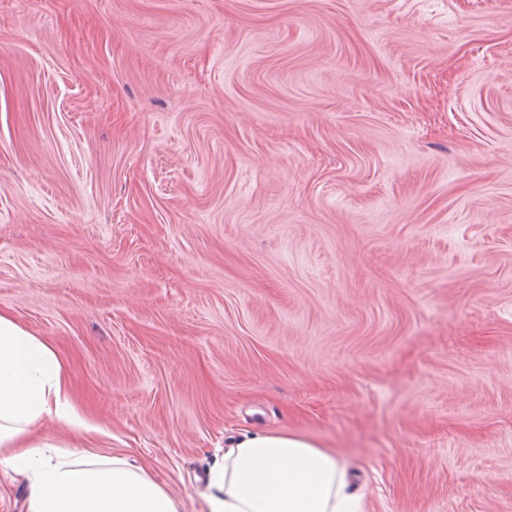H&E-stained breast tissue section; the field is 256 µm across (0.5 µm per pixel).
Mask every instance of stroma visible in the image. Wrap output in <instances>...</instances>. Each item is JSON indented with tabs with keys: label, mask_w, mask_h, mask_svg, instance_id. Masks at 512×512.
I'll list each match as a JSON object with an SVG mask.
<instances>
[{
	"label": "stroma",
	"mask_w": 512,
	"mask_h": 512,
	"mask_svg": "<svg viewBox=\"0 0 512 512\" xmlns=\"http://www.w3.org/2000/svg\"><path fill=\"white\" fill-rule=\"evenodd\" d=\"M0 311L180 512L262 429L512 512V0H0Z\"/></svg>",
	"instance_id": "obj_1"
}]
</instances>
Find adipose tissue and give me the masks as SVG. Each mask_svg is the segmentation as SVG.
Instances as JSON below:
<instances>
[{
  "label": "adipose tissue",
  "instance_id": "1",
  "mask_svg": "<svg viewBox=\"0 0 512 512\" xmlns=\"http://www.w3.org/2000/svg\"><path fill=\"white\" fill-rule=\"evenodd\" d=\"M69 387L54 346L0 312V461L24 479L26 512H179L130 456L37 443L45 421L82 427ZM208 483L207 512H364L336 453L283 430L244 435Z\"/></svg>",
  "mask_w": 512,
  "mask_h": 512
}]
</instances>
